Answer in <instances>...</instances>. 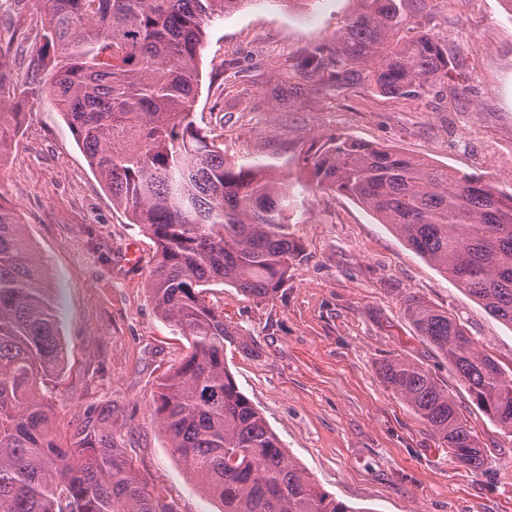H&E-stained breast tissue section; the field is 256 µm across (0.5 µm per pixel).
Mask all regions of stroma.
I'll list each match as a JSON object with an SVG mask.
<instances>
[{
  "mask_svg": "<svg viewBox=\"0 0 512 512\" xmlns=\"http://www.w3.org/2000/svg\"><path fill=\"white\" fill-rule=\"evenodd\" d=\"M426 25L458 66L435 92L398 97L363 79L336 84L304 66L335 50L359 0H249L212 19L200 63L196 122L237 163L288 181L289 231L304 246L270 301L214 285L207 302L234 331L224 362L288 453L336 499L374 512H512V436L471 401L402 305L417 296L456 315L476 347L512 368V327L467 297L353 200L316 189L304 160L341 134L512 186V12L502 0H426ZM46 17L37 0H0V81L19 86L26 117L0 153V206L43 260L59 307L63 369L43 393L59 437L87 408H113L134 475L177 512H221L173 453L152 414L159 379L186 355L146 283L156 246L114 206L46 94ZM137 250V265L126 254ZM394 357L447 386L487 456L457 463L379 375Z\"/></svg>",
  "mask_w": 512,
  "mask_h": 512,
  "instance_id": "stroma-1",
  "label": "stroma"
}]
</instances>
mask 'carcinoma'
<instances>
[{
  "mask_svg": "<svg viewBox=\"0 0 512 512\" xmlns=\"http://www.w3.org/2000/svg\"><path fill=\"white\" fill-rule=\"evenodd\" d=\"M50 57L44 88L112 202L154 239L148 290L191 351L165 374L154 413L173 453L224 512H368L321 490L287 455L224 364L232 332L205 300L227 285L259 301L277 294L303 252L288 233V185L260 166L231 163L194 120L199 58L211 18L247 0H41ZM336 41L308 66L336 82L367 78L416 97L457 67L448 40L425 30L405 0H360ZM373 64L366 71L356 64ZM0 150L20 128L5 112ZM305 161L319 189L347 196L416 254L512 327V191L387 146L341 135ZM404 312L456 371L472 402L512 435V369L479 351L464 324L408 295ZM59 315L23 225L0 206V512H177L142 485L112 430V409L91 408L66 441L54 432L41 385L64 364ZM380 375L471 470L483 449L448 389L415 362Z\"/></svg>",
  "mask_w": 512,
  "mask_h": 512,
  "instance_id": "obj_1",
  "label": "carcinoma"
}]
</instances>
